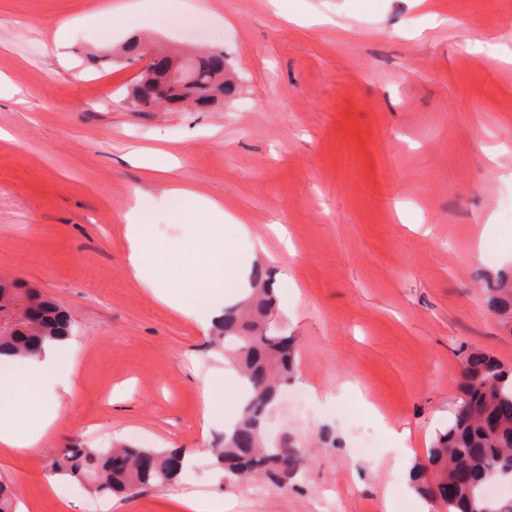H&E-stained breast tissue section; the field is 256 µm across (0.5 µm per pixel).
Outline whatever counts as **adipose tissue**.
<instances>
[{
	"mask_svg": "<svg viewBox=\"0 0 512 512\" xmlns=\"http://www.w3.org/2000/svg\"><path fill=\"white\" fill-rule=\"evenodd\" d=\"M159 215L172 224L194 222L193 236L172 247L159 244ZM123 220L133 278L203 327L220 316L225 290L255 258L236 247L249 237L245 221L226 214L217 200L195 187L172 186L157 196L137 193ZM73 355L56 343L35 357H0L1 445L20 449L39 444L69 390Z\"/></svg>",
	"mask_w": 512,
	"mask_h": 512,
	"instance_id": "obj_1",
	"label": "adipose tissue"
}]
</instances>
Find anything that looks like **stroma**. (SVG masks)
Returning <instances> with one entry per match:
<instances>
[{
	"label": "stroma",
	"instance_id": "1",
	"mask_svg": "<svg viewBox=\"0 0 512 512\" xmlns=\"http://www.w3.org/2000/svg\"><path fill=\"white\" fill-rule=\"evenodd\" d=\"M186 2L200 29L161 27L156 0H0V75L17 91L0 98V277L64 306L76 347L52 426L35 448L0 445V480L18 512H181L179 497L215 494L224 512H438L405 487L452 416L465 350L512 365V334L484 302L485 281L512 273V0ZM134 36L223 48L236 95L131 111L139 63L117 52ZM475 40L499 57L469 54ZM151 150L175 156L169 179H147ZM171 184L202 187L266 248L297 353L264 434L303 449L291 482L217 463L224 428L203 426L201 392L220 369L243 380L215 327L128 272L123 216L136 191ZM481 242L493 260L476 258ZM390 427L408 430L405 447ZM116 442L190 462L132 498L65 478L49 489L60 449Z\"/></svg>",
	"mask_w": 512,
	"mask_h": 512
}]
</instances>
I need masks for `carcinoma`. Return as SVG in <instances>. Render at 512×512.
<instances>
[{
	"mask_svg": "<svg viewBox=\"0 0 512 512\" xmlns=\"http://www.w3.org/2000/svg\"><path fill=\"white\" fill-rule=\"evenodd\" d=\"M224 50L203 53L195 70L196 84L171 90L172 109L179 110L212 91L230 98L236 84L224 79ZM136 112L156 109L149 90L133 86L128 97ZM16 292L38 302L45 317L33 334L20 331L0 335V355L17 357L42 352L53 341L71 335L66 310L31 288ZM485 306L503 328L512 333V276L500 274L487 282ZM278 311L267 284L252 289L246 308L224 311L219 339L224 356L240 368L250 396L241 419L224 434V447L214 449L224 471L241 479L288 480L300 469L303 452L286 441L267 445L263 422L281 386L295 372L292 340L280 333ZM460 396L445 432L438 434L426 462L412 473L415 491L439 503L444 512H512V503H500L487 492L488 484L512 481V366L480 348H470L463 358L458 381ZM51 472L91 485L101 494L132 497L148 488L175 482L184 469V454L175 448H64L50 462Z\"/></svg>",
	"mask_w": 512,
	"mask_h": 512,
	"instance_id": "cac0c4a2",
	"label": "carcinoma"
}]
</instances>
